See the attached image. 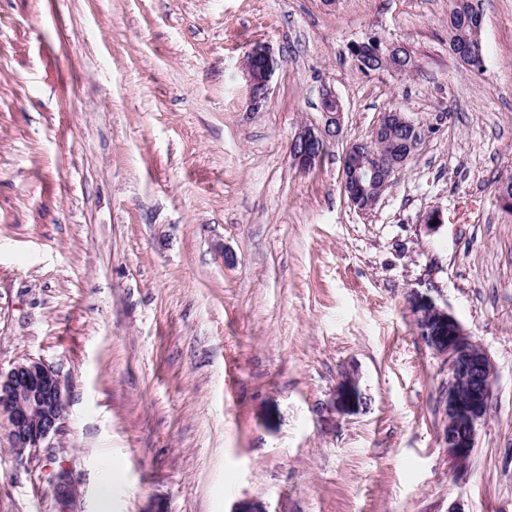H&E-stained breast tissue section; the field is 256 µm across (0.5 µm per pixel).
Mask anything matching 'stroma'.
I'll return each mask as SVG.
<instances>
[{"label":"stroma","mask_w":512,"mask_h":512,"mask_svg":"<svg viewBox=\"0 0 512 512\" xmlns=\"http://www.w3.org/2000/svg\"><path fill=\"white\" fill-rule=\"evenodd\" d=\"M477 3L479 72L450 0H0V367L69 388L49 451L0 427V512H63V470L96 512L116 464L113 512H512V0ZM370 34L414 67L359 71ZM257 43L282 64L254 112ZM326 86L341 134L304 173L290 140ZM394 108L432 133L357 209L345 149ZM416 293L493 364L463 469Z\"/></svg>","instance_id":"obj_1"}]
</instances>
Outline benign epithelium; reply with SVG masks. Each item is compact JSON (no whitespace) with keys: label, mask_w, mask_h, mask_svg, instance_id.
I'll list each match as a JSON object with an SVG mask.
<instances>
[{"label":"benign epithelium","mask_w":512,"mask_h":512,"mask_svg":"<svg viewBox=\"0 0 512 512\" xmlns=\"http://www.w3.org/2000/svg\"><path fill=\"white\" fill-rule=\"evenodd\" d=\"M363 52L380 62V69L403 70L397 53L398 44L371 35L362 42ZM281 66L268 46L255 44L249 51L244 74L250 89V104L257 110L269 93L275 71ZM322 124L305 125L290 141L289 154L302 171L313 170L324 155L327 144L336 140L341 130L342 106L329 87L321 93ZM392 127L405 129L399 153L388 158L370 142L356 141L345 151L342 168L343 190L352 206L368 209L376 205L391 185L397 172L414 157L428 137V128L405 112L381 114L374 133ZM420 333L435 352L448 357L449 380L445 412L448 429L444 436L448 453L457 466L468 464L475 445L477 429L486 417L493 382V368L487 353L474 341L462 324L431 297L416 298ZM362 400L355 381L343 384L337 393V405H355ZM69 392L61 371L41 360L29 358L14 362L9 369L0 367V421H5L12 451L18 455L34 454L49 448V441L63 428L68 415ZM61 501L74 504L77 490L68 472L55 482Z\"/></svg>","instance_id":"1"}]
</instances>
